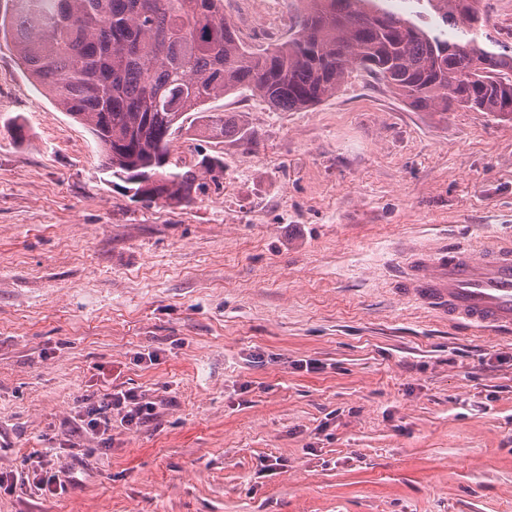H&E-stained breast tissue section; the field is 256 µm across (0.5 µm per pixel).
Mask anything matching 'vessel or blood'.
<instances>
[{"instance_id":"1","label":"vessel or blood","mask_w":512,"mask_h":512,"mask_svg":"<svg viewBox=\"0 0 512 512\" xmlns=\"http://www.w3.org/2000/svg\"><path fill=\"white\" fill-rule=\"evenodd\" d=\"M394 291L419 308L447 317L450 328L512 339V236L407 253L391 273Z\"/></svg>"}]
</instances>
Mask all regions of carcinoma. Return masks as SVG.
<instances>
[{
	"instance_id": "cac0c4a2",
	"label": "carcinoma",
	"mask_w": 512,
	"mask_h": 512,
	"mask_svg": "<svg viewBox=\"0 0 512 512\" xmlns=\"http://www.w3.org/2000/svg\"><path fill=\"white\" fill-rule=\"evenodd\" d=\"M11 2L0 34L29 77L91 133L102 170L151 200H190L201 174L217 182L219 159L172 172L166 156L190 112L224 136V116L203 106L228 94L299 111L360 67L416 109L512 115V56L479 44V0H431L445 26L468 27L471 37L457 40L372 0H307L296 34L258 52L224 19V0Z\"/></svg>"
}]
</instances>
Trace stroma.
I'll list each match as a JSON object with an SVG mask.
<instances>
[{"instance_id":"obj_1","label":"stroma","mask_w":512,"mask_h":512,"mask_svg":"<svg viewBox=\"0 0 512 512\" xmlns=\"http://www.w3.org/2000/svg\"><path fill=\"white\" fill-rule=\"evenodd\" d=\"M305 7L224 15L258 50ZM479 11L512 53V0ZM207 108L229 132L192 127L171 161L220 159V186L132 198L0 36V512H512V340L388 284L405 249L512 233V119L420 111L360 70L305 110ZM114 385L158 419L65 447ZM44 448L63 495L34 486Z\"/></svg>"}]
</instances>
